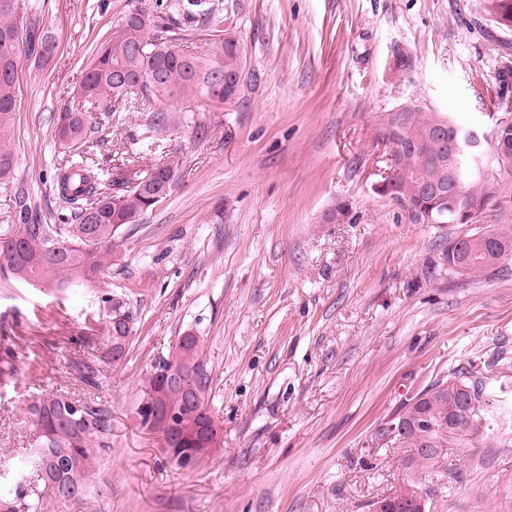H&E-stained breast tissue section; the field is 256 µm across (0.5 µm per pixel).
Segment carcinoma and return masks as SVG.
<instances>
[{"mask_svg":"<svg viewBox=\"0 0 512 512\" xmlns=\"http://www.w3.org/2000/svg\"><path fill=\"white\" fill-rule=\"evenodd\" d=\"M187 4L201 8L206 18L214 11L205 0H188L186 4L183 0H166L163 6L174 15L185 11ZM486 10L499 27H512V0H487ZM22 46L43 63L52 59L57 48L49 33L28 22L19 0H0V183L14 180L16 173L10 133L17 112V59ZM239 69L240 50L229 38L216 49L193 53L183 48L182 37L172 26L140 10L124 14L84 67L79 84L58 115L54 137L68 160L57 169L54 185L65 213L58 224H0V274L21 284L61 291L92 282L111 269L116 261L112 239L123 226L136 223L146 206L132 179L147 178L162 186L171 176L180 175L181 163L178 156L163 152L145 167L134 158L113 168L101 166L91 158L98 130L93 113L105 112L110 117L128 112L138 96L160 104L185 94L194 96L202 111L221 108L224 76H236L237 84ZM442 118L456 123L449 115L415 107L407 113L402 128L383 137L391 147L417 143L415 151L402 156L405 177L390 196L405 203L417 218L428 213L442 224H471L473 220H463L460 208L453 206L454 192L476 203L486 200L480 169L493 168L499 160L488 145L458 157L454 176L443 174L436 163L437 150L424 141L428 127ZM484 233L475 226L462 235L472 242L471 259L464 266L456 263L451 252L455 240H448L449 274L475 277L495 265L487 259L493 251L512 254L511 235L499 233L496 240L488 241ZM61 240L68 242V248L55 249ZM105 303L107 330H112V319L117 316L133 320L123 300L109 298ZM181 342V337H176L167 352L158 357L141 391L136 414L142 427H148L152 415V391L159 372L167 365L169 355L182 348ZM197 355L201 389L195 409L208 412L210 375L204 348H198ZM76 367L84 386L99 384L100 363L83 361ZM18 375L16 353L6 348L0 352V382H11ZM458 383L470 389L467 412L479 430L488 418L478 386L455 373L436 386H446L451 393ZM166 398L178 412L175 423L191 427L206 421L182 406L179 391H167ZM26 417L33 427L30 452L10 477V499L0 500V512H42L49 499L61 504L74 497L82 499L100 458L112 448L111 406L60 391L32 397ZM435 437L442 451L433 457L420 453L422 437L416 433L410 434L404 445L425 462L435 463L447 458V449L466 434L450 424Z\"/></svg>","mask_w":512,"mask_h":512,"instance_id":"carcinoma-1","label":"carcinoma"}]
</instances>
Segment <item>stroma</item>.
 Listing matches in <instances>:
<instances>
[{
  "label": "stroma",
  "instance_id": "1",
  "mask_svg": "<svg viewBox=\"0 0 512 512\" xmlns=\"http://www.w3.org/2000/svg\"><path fill=\"white\" fill-rule=\"evenodd\" d=\"M182 21L191 47L232 38L240 89L218 110L170 101L159 143L146 106L123 113L98 156L179 155L168 199L115 236L118 260L63 294L0 275V350L36 360V378L0 384V473L28 444L32 393L68 390L112 407V448L79 503L47 512H371L401 488L427 512H512V258L449 276L462 224H426L379 192L387 112L415 104L489 130L512 30L485 0H214ZM57 42L45 65L22 53L11 130L17 178L0 185V224H38L63 203L58 112L126 11L156 0H38ZM126 298L125 357L95 388L74 368L85 340L102 358L103 298ZM201 336L224 447L191 470L168 464L135 415L156 358ZM456 373L482 379L490 427L431 465L376 448L379 426Z\"/></svg>",
  "mask_w": 512,
  "mask_h": 512
}]
</instances>
